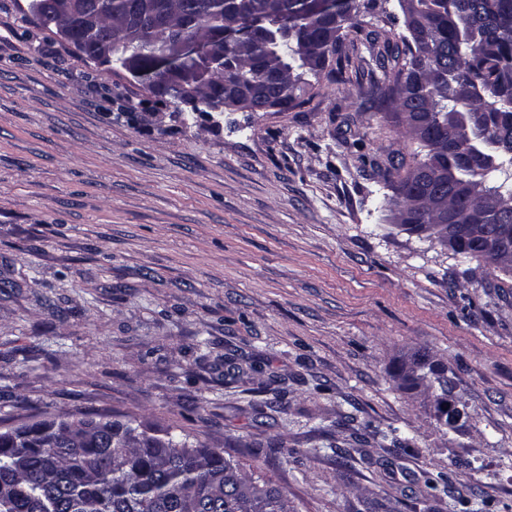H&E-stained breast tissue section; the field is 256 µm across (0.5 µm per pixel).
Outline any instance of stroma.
<instances>
[{
	"label": "stroma",
	"mask_w": 512,
	"mask_h": 512,
	"mask_svg": "<svg viewBox=\"0 0 512 512\" xmlns=\"http://www.w3.org/2000/svg\"><path fill=\"white\" fill-rule=\"evenodd\" d=\"M381 29L398 0L346 38ZM415 149L339 80L180 118L0 0V423L185 434L296 512H512V275L393 223ZM428 371L440 391L437 400L440 416H445V423L448 425V375L444 366L429 365ZM443 407H447V410H443Z\"/></svg>",
	"instance_id": "stroma-1"
}]
</instances>
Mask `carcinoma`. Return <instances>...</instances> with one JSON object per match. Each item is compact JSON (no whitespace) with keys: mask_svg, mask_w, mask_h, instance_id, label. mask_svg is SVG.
Wrapping results in <instances>:
<instances>
[{"mask_svg":"<svg viewBox=\"0 0 512 512\" xmlns=\"http://www.w3.org/2000/svg\"><path fill=\"white\" fill-rule=\"evenodd\" d=\"M427 28L418 36H385L376 57L382 76L368 72L363 91L369 108L384 106L426 149L391 164L387 176L394 190L390 207H403L411 195L429 189L414 174L431 165L445 173L450 215L416 214L412 224H442L467 202L469 186L483 185L485 196L463 218L488 224L492 232L512 231V0H416ZM369 4L335 0L332 12H316L308 0H82L85 15L72 29L84 54L100 50L108 30L112 46L140 59L145 88L157 97L156 59L179 72L200 48L189 46L181 57L168 56V44L184 30L219 34L251 16L267 25L244 42L237 54L236 82H263L271 92L284 89V110L298 105L296 91L307 83L338 77L352 67L341 22L353 20ZM222 49L204 52L199 90L223 81ZM427 239L464 259L483 256V238L464 233L450 245L431 233ZM439 389L440 416H448L445 367L428 366ZM91 423L79 448L42 451L48 421L30 424L29 447L18 448L0 434V512H294L283 490L246 475L222 448L194 456L186 441L166 434H143L136 443L112 437L124 423L112 417L73 416L60 426Z\"/></svg>","mask_w":512,"mask_h":512,"instance_id":"obj_1","label":"carcinoma"}]
</instances>
